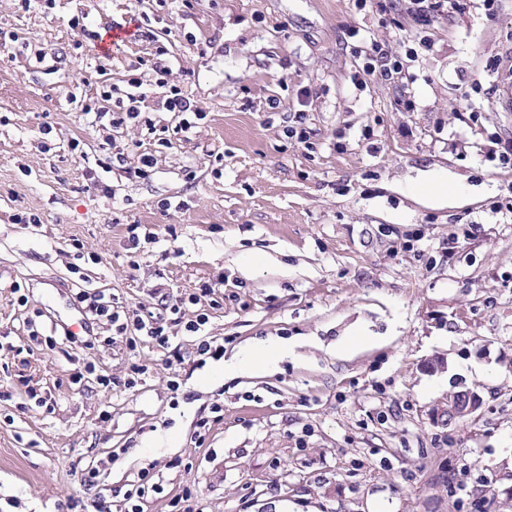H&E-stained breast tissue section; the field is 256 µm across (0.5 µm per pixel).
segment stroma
<instances>
[{
  "label": "stroma",
  "mask_w": 512,
  "mask_h": 512,
  "mask_svg": "<svg viewBox=\"0 0 512 512\" xmlns=\"http://www.w3.org/2000/svg\"><path fill=\"white\" fill-rule=\"evenodd\" d=\"M75 18L140 29L103 55ZM412 31L377 0H0V512H126L145 470L143 512H512V0H461L409 59ZM375 41L408 82L366 75ZM269 337L276 370L225 378ZM461 385L483 404L442 423ZM79 299L82 300L81 302L90 299L88 305L89 311L98 316L107 315L110 322H112V325L116 327L118 332L122 333L124 330L126 331L129 326V320L131 321L132 318L133 325L136 327V330L143 333L141 334L142 336H146L147 338L151 339V341L158 347H168L169 336L163 323L154 322L153 319H149L152 318V316H149V318L146 317L144 319L138 314H132V317L129 314L128 316L125 314L124 318L121 319V316L118 312L107 314L110 310V307L112 306V301H106L105 295L103 293H95L89 298H87L85 293H81L79 295Z\"/></svg>",
  "instance_id": "stroma-1"
}]
</instances>
